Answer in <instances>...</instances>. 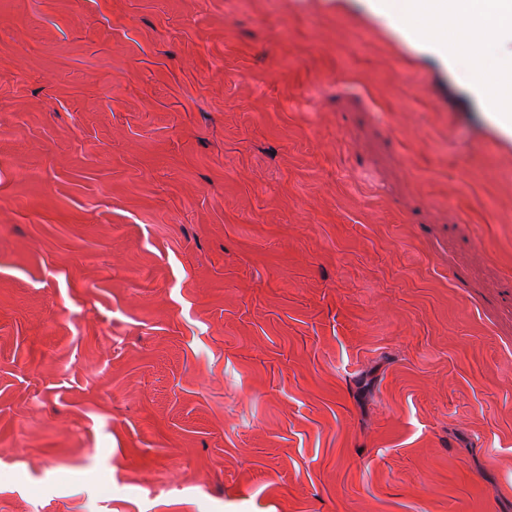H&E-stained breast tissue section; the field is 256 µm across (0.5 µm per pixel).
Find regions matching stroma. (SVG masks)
Instances as JSON below:
<instances>
[{
	"mask_svg": "<svg viewBox=\"0 0 512 512\" xmlns=\"http://www.w3.org/2000/svg\"><path fill=\"white\" fill-rule=\"evenodd\" d=\"M0 512H512V136L366 0H0Z\"/></svg>",
	"mask_w": 512,
	"mask_h": 512,
	"instance_id": "1",
	"label": "stroma"
}]
</instances>
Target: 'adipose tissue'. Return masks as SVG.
Instances as JSON below:
<instances>
[{"label": "adipose tissue", "instance_id": "adipose-tissue-1", "mask_svg": "<svg viewBox=\"0 0 512 512\" xmlns=\"http://www.w3.org/2000/svg\"><path fill=\"white\" fill-rule=\"evenodd\" d=\"M369 7L446 66L466 57L470 90L512 135V0H369Z\"/></svg>", "mask_w": 512, "mask_h": 512}]
</instances>
